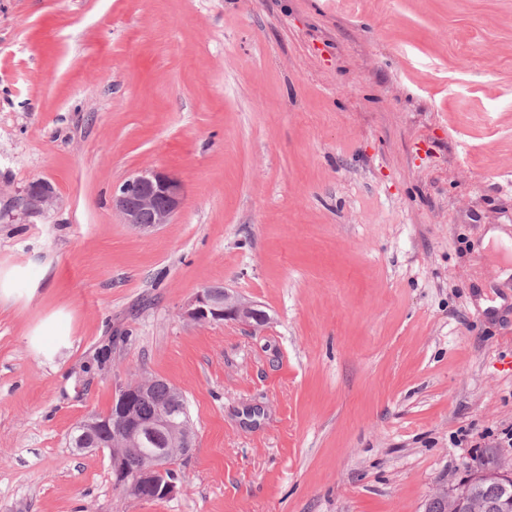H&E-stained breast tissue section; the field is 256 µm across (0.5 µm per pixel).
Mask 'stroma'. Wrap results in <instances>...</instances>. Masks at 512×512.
I'll list each match as a JSON object with an SVG mask.
<instances>
[{"label": "stroma", "mask_w": 512, "mask_h": 512, "mask_svg": "<svg viewBox=\"0 0 512 512\" xmlns=\"http://www.w3.org/2000/svg\"><path fill=\"white\" fill-rule=\"evenodd\" d=\"M507 268L512 0H0V512H424L512 428ZM141 377L195 431L158 501L70 445ZM184 184L159 169H146L125 180L112 194V208L123 223L142 232L170 224L183 206ZM55 193L47 182H34L26 190L25 205L29 212H40L53 205ZM181 316L194 322L234 321L253 329L265 326L269 320L258 304L219 286L200 289L183 307Z\"/></svg>", "instance_id": "1"}]
</instances>
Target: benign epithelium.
Returning <instances> with one entry per match:
<instances>
[{"mask_svg":"<svg viewBox=\"0 0 512 512\" xmlns=\"http://www.w3.org/2000/svg\"><path fill=\"white\" fill-rule=\"evenodd\" d=\"M184 198L185 188L180 179L164 170L152 168L125 180L112 194V208L120 214L123 223L142 232H151L171 223L182 208ZM54 201V190L46 182H34L26 190L25 205L30 212L43 211ZM181 316L194 322L234 321L254 329L265 326L269 320L258 304L219 286L200 289L183 307ZM145 385L144 381L121 385L112 411L105 415H91L83 423L98 427L110 425L113 419L121 421V427L112 433L111 463L115 485L133 496L140 495V489L145 486H154L160 496L171 498L177 491V482L161 484L157 481L158 475L167 467L168 452L159 450L145 454L133 472L129 471L127 452L137 446L146 430L166 427L175 430L174 442L180 445L181 455L186 456L194 447V432L189 423H173L163 414L149 425L142 423L135 414V399L137 387ZM492 475L504 483H512V459L498 458ZM484 478L485 474L475 473L456 491L450 493L439 489L437 493L448 496L454 510L476 512L473 507L475 487Z\"/></svg>","mask_w":512,"mask_h":512,"instance_id":"benign-epithelium-1","label":"benign epithelium"}]
</instances>
